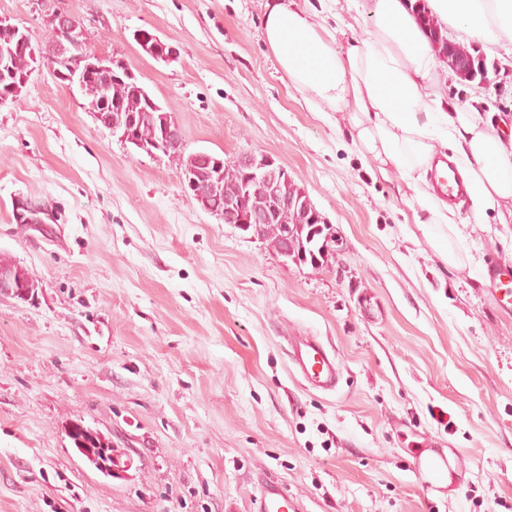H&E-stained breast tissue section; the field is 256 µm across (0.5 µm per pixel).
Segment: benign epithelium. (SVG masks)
<instances>
[{"mask_svg":"<svg viewBox=\"0 0 512 512\" xmlns=\"http://www.w3.org/2000/svg\"><path fill=\"white\" fill-rule=\"evenodd\" d=\"M47 23L59 35L50 49L48 62L54 74L64 80L66 85H75L83 91L90 72L112 71L116 68L122 70L127 78H136L125 61L108 58L91 48L83 25L70 13L56 10L48 16ZM133 39L158 62L169 63L179 56L177 48L155 32L136 30ZM434 46L439 57L458 76L477 80L482 85L490 82L488 65L482 54L475 55L449 40L442 44L436 42ZM112 133L148 155L177 154L182 143L181 129L169 114L162 118L153 136L146 139L134 119L123 115V110L118 109L112 114ZM234 165L243 171L246 187L236 196L224 195V160L209 152H196L186 158L183 162V184L203 210L243 231L250 230L252 224L251 192L248 187L253 184L262 186L268 197L267 217H272L280 208L286 207L294 211L303 223L312 225L313 232L320 234L319 241L312 245L309 255L304 250L296 252L293 244L287 241L280 248L279 254L294 263L320 265L333 245L339 244V239L316 210L307 192L294 183L283 166L266 154H244L234 161ZM220 198L224 199V209L217 210L211 205V200ZM0 295L28 296L22 280L17 278L13 268L8 265L0 266Z\"/></svg>","mask_w":512,"mask_h":512,"instance_id":"obj_1","label":"benign epithelium"}]
</instances>
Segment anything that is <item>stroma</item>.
<instances>
[{
	"mask_svg": "<svg viewBox=\"0 0 512 512\" xmlns=\"http://www.w3.org/2000/svg\"><path fill=\"white\" fill-rule=\"evenodd\" d=\"M265 2L0 0L44 53L47 15H74L171 113L181 155H271L340 240L321 266L285 260L202 210L181 156L133 151L41 63L0 104V252L37 282L0 295V512H254L268 478L298 512H512V310L405 223L399 180L363 164L346 118L277 72ZM139 28L178 60L144 54ZM468 44L500 68L481 87L450 75L448 107L512 133V47ZM20 200L42 223L18 221ZM456 222L512 265V223L468 205ZM297 331L338 353L335 392L293 376ZM75 423L111 438L113 475L75 452ZM422 448L461 462L455 493L410 472Z\"/></svg>",
	"mask_w": 512,
	"mask_h": 512,
	"instance_id": "1",
	"label": "stroma"
}]
</instances>
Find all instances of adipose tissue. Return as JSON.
Wrapping results in <instances>:
<instances>
[{
	"label": "adipose tissue",
	"mask_w": 512,
	"mask_h": 512,
	"mask_svg": "<svg viewBox=\"0 0 512 512\" xmlns=\"http://www.w3.org/2000/svg\"><path fill=\"white\" fill-rule=\"evenodd\" d=\"M462 38L512 44V0H429ZM374 23L341 47L305 9L273 0L262 21L265 44L290 85L321 113L346 116L362 159L406 186L407 207L426 243L450 267L484 276L482 259L459 250L453 208L429 189L427 172L446 149L464 175L475 213L512 207V141L474 113L447 110L434 80L438 61L409 0H374Z\"/></svg>",
	"instance_id": "1"
}]
</instances>
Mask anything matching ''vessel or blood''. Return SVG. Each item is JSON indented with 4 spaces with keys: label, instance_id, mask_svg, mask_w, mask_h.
<instances>
[{
    "label": "vessel or blood",
    "instance_id": "b4317fda",
    "mask_svg": "<svg viewBox=\"0 0 512 512\" xmlns=\"http://www.w3.org/2000/svg\"><path fill=\"white\" fill-rule=\"evenodd\" d=\"M430 183L436 194L449 205H457L467 197L464 181L453 164L431 170ZM489 272L493 281L491 296L503 310H512V267L491 261ZM288 359L298 381L309 390L331 392L339 385L343 370L334 349L315 336H295L288 341ZM415 475L432 491H453L459 487L458 467L446 455L431 458L416 454L411 462ZM257 512H296L297 502L287 488L278 482L266 481L255 502Z\"/></svg>",
    "mask_w": 512,
    "mask_h": 512
}]
</instances>
